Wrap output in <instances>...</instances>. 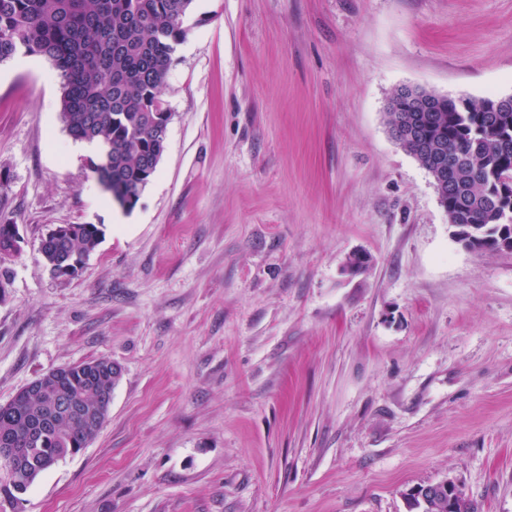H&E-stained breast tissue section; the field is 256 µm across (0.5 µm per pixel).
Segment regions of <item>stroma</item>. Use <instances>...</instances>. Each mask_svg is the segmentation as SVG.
Listing matches in <instances>:
<instances>
[{"mask_svg":"<svg viewBox=\"0 0 512 512\" xmlns=\"http://www.w3.org/2000/svg\"><path fill=\"white\" fill-rule=\"evenodd\" d=\"M185 25L129 212L51 63L0 64V405L122 369L98 436L0 512H407L445 477L512 512V252L457 242L385 120L406 86L512 95V0H194ZM60 224L104 230L71 277L39 253Z\"/></svg>","mask_w":512,"mask_h":512,"instance_id":"35a3bbf8","label":"stroma"}]
</instances>
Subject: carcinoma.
I'll list each match as a JSON object with an SVG mask.
<instances>
[{
    "label": "carcinoma",
    "instance_id": "carcinoma-1",
    "mask_svg": "<svg viewBox=\"0 0 512 512\" xmlns=\"http://www.w3.org/2000/svg\"><path fill=\"white\" fill-rule=\"evenodd\" d=\"M193 0H0V63L19 53L39 55L60 79V119L77 141L96 142L101 153L90 161L94 175L117 184L139 201L143 160L165 132L154 126L152 113L165 112L161 90L177 46L187 35L184 20ZM425 91L403 88L386 112L388 126L402 122L417 140L402 148L432 175L435 156L445 157L455 192L437 191L455 234L492 249L501 229L512 225V211L498 205L500 176L512 172V110L485 120L490 98L443 96L430 104L411 105L405 96ZM16 224H0V262L15 256ZM99 224H76L58 236L41 239L44 264L70 265L101 242ZM121 367L99 358L52 369L39 377L44 394L17 393L0 411V433L22 435L41 421L52 428L39 452L56 461L88 447L106 421L111 394ZM40 472L7 475L0 495L11 505L18 482L32 485ZM412 512H448V496L429 505H409Z\"/></svg>",
    "mask_w": 512,
    "mask_h": 512
}]
</instances>
